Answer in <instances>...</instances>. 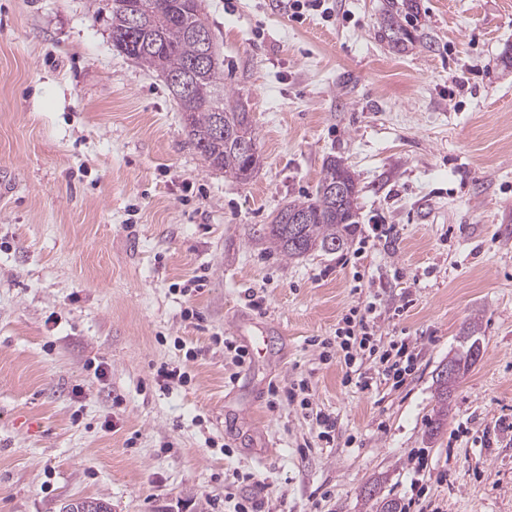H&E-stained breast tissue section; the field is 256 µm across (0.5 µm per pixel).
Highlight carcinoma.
Returning a JSON list of instances; mask_svg holds the SVG:
<instances>
[{"label":"carcinoma","mask_w":512,"mask_h":512,"mask_svg":"<svg viewBox=\"0 0 512 512\" xmlns=\"http://www.w3.org/2000/svg\"><path fill=\"white\" fill-rule=\"evenodd\" d=\"M134 11L141 12L145 23L138 37L131 41L126 22ZM417 14L416 0H387L380 38L398 52L417 43L432 48L431 40L414 24ZM111 29L113 45L127 56L166 79L189 76L190 89L182 95L172 83H167L182 112L189 143L214 170L241 183L248 181L260 165V157L247 156L238 148L241 141L257 145L250 114L240 95L224 85V65L214 48H209L208 65L202 69L195 67L201 46L191 32H209L200 0H112ZM218 117L224 128L220 138L212 135ZM338 179L344 183L345 191L333 198L328 187ZM358 195V183L350 168L340 158L329 159L323 164L316 194L289 201L270 223L254 229V236L289 260L314 251L342 252L358 228ZM292 213L307 215V223H288L286 217ZM480 353L478 339L467 336L462 351L439 368L437 404L428 423L430 435H438L447 424L450 392Z\"/></svg>","instance_id":"cac0c4a2"}]
</instances>
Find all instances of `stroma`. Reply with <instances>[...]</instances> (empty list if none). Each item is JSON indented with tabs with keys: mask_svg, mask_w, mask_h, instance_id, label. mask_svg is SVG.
<instances>
[{
	"mask_svg": "<svg viewBox=\"0 0 512 512\" xmlns=\"http://www.w3.org/2000/svg\"><path fill=\"white\" fill-rule=\"evenodd\" d=\"M418 3L433 48L400 53L383 0L329 20L202 0L257 132L242 184L113 46L112 0H0V512H512V0ZM331 156L358 181L356 235L284 259L253 229L315 194ZM370 301L418 354L402 387L346 381L312 344ZM472 333L482 356L429 436L437 370ZM260 334L238 364L226 340ZM302 381L309 409L271 393Z\"/></svg>",
	"mask_w": 512,
	"mask_h": 512,
	"instance_id": "35a3bbf8",
	"label": "stroma"
}]
</instances>
